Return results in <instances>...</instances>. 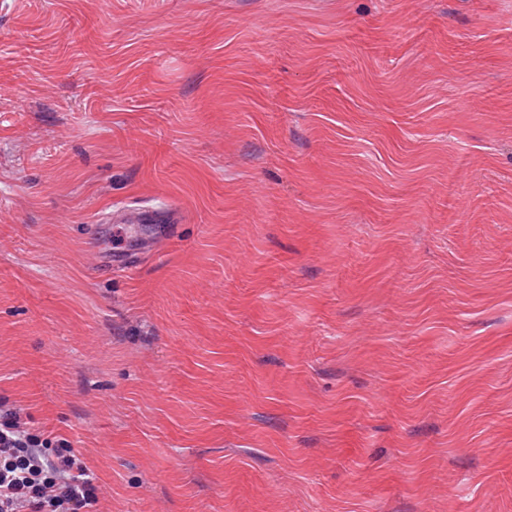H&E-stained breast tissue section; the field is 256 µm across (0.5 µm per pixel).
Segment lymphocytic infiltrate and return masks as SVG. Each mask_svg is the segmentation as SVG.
Returning a JSON list of instances; mask_svg holds the SVG:
<instances>
[{
  "label": "lymphocytic infiltrate",
  "mask_w": 512,
  "mask_h": 512,
  "mask_svg": "<svg viewBox=\"0 0 512 512\" xmlns=\"http://www.w3.org/2000/svg\"><path fill=\"white\" fill-rule=\"evenodd\" d=\"M95 476L72 444L0 397V512H99Z\"/></svg>",
  "instance_id": "obj_1"
}]
</instances>
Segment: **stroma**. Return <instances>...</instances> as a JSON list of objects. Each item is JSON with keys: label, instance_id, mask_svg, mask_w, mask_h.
Returning a JSON list of instances; mask_svg holds the SVG:
<instances>
[{"label": "stroma", "instance_id": "stroma-1", "mask_svg": "<svg viewBox=\"0 0 512 512\" xmlns=\"http://www.w3.org/2000/svg\"><path fill=\"white\" fill-rule=\"evenodd\" d=\"M0 395L101 512H512V0H0Z\"/></svg>", "mask_w": 512, "mask_h": 512}]
</instances>
